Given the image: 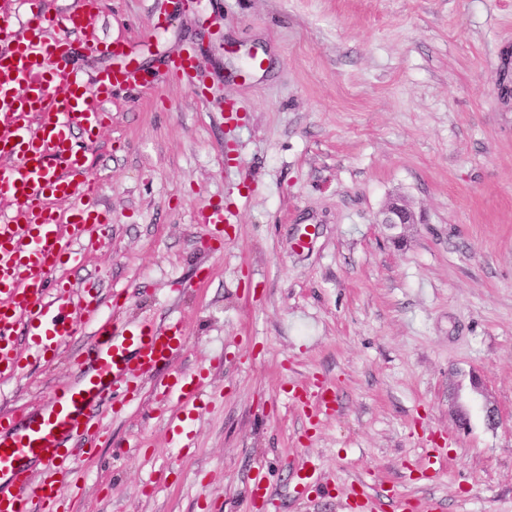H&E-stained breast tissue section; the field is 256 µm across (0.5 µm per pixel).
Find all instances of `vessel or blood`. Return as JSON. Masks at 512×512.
<instances>
[{"mask_svg":"<svg viewBox=\"0 0 512 512\" xmlns=\"http://www.w3.org/2000/svg\"><path fill=\"white\" fill-rule=\"evenodd\" d=\"M0 9V383L24 366L15 344L25 332L38 357L59 353L82 325L96 324L89 347L74 359L81 375L53 389L43 410L13 406L0 411V512H66L81 476L80 456L98 433L100 408L124 407L160 364L175 363L186 348L174 324L120 325L100 316L91 294H77L63 276L86 253L104 247L110 219L99 209L100 186L87 175L81 137L99 136L111 115L105 105L116 90H138L148 76L132 66L129 40L102 37V0H12ZM107 56L112 66L86 72L76 54ZM171 79L207 99L208 75L198 52L163 62ZM67 210H59V203ZM236 214L221 204L198 209L222 242ZM209 386L204 371L179 369L162 383L178 412L170 420L183 435ZM291 405L308 421L334 411L336 391L296 385Z\"/></svg>","mask_w":512,"mask_h":512,"instance_id":"obj_1","label":"vessel or blood"}]
</instances>
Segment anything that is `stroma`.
I'll use <instances>...</instances> for the list:
<instances>
[{
    "label": "stroma",
    "mask_w": 512,
    "mask_h": 512,
    "mask_svg": "<svg viewBox=\"0 0 512 512\" xmlns=\"http://www.w3.org/2000/svg\"><path fill=\"white\" fill-rule=\"evenodd\" d=\"M170 7L105 0L100 32L148 74L197 49L210 100L164 79L113 95L86 145L109 243L66 274L118 295L105 317L181 322L178 367L210 366L221 395L187 448L160 390L107 417L71 512H246L262 471L281 512H350L358 480L376 512H512V0H196L154 27ZM397 197L420 221L395 239L378 218ZM218 201L238 217L215 248L193 215ZM68 353L0 408H42L78 377ZM315 382L339 405L311 431L286 389ZM309 457L329 493L305 488Z\"/></svg>",
    "instance_id": "1"
}]
</instances>
